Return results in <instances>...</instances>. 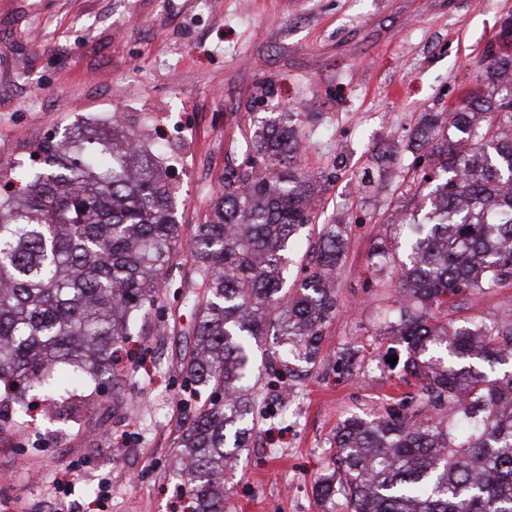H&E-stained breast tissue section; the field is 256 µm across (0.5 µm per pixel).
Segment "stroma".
I'll use <instances>...</instances> for the list:
<instances>
[{
  "mask_svg": "<svg viewBox=\"0 0 512 512\" xmlns=\"http://www.w3.org/2000/svg\"><path fill=\"white\" fill-rule=\"evenodd\" d=\"M508 17L512 0H0V160H28L33 140L61 136L75 114L119 113L180 156L187 240L259 121L294 112L300 164L328 180L320 223L353 224L322 361L294 381L287 416H261L228 460L224 512H323L315 485L337 424L387 407L406 356L389 365L383 334L398 285L368 272V254L396 235L412 155L382 188L357 181L421 113L478 88ZM158 304L123 347L119 394L81 407L71 433L40 415L36 445H0V512H187L176 439L193 319L176 285Z\"/></svg>",
  "mask_w": 512,
  "mask_h": 512,
  "instance_id": "stroma-1",
  "label": "stroma"
}]
</instances>
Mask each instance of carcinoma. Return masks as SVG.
Returning a JSON list of instances; mask_svg holds the SVG:
<instances>
[{
  "mask_svg": "<svg viewBox=\"0 0 512 512\" xmlns=\"http://www.w3.org/2000/svg\"><path fill=\"white\" fill-rule=\"evenodd\" d=\"M479 83L457 107L421 113L404 145L419 159L401 192L414 209L399 240L369 254L399 281L385 334L405 346L419 406L336 427L333 471L318 484L325 512H512V308L450 318L466 291L512 288V53L487 56ZM300 144L286 114L258 127L189 243L194 275L180 287L194 346L182 372L205 395L181 441L192 512H224V462L255 420L253 345L280 337L266 371L292 378L336 315L348 225H320L300 286L285 288L322 192ZM33 154L36 166L0 163V444L29 440L30 391L63 420L71 400L100 395L117 346L179 267L162 149L113 115Z\"/></svg>",
  "mask_w": 512,
  "mask_h": 512,
  "instance_id": "cac0c4a2",
  "label": "carcinoma"
}]
</instances>
